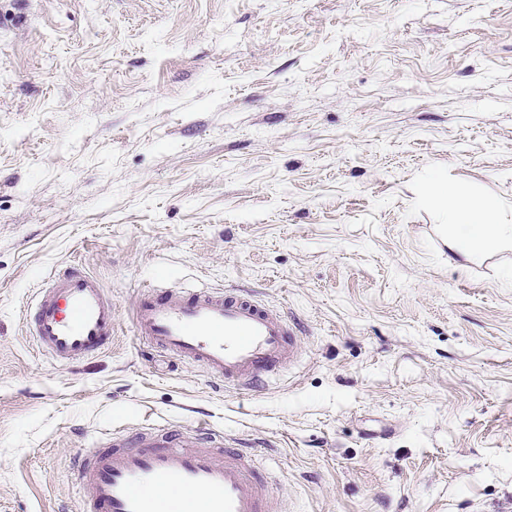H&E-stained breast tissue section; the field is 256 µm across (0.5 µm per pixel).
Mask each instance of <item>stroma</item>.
Wrapping results in <instances>:
<instances>
[{
	"instance_id": "obj_1",
	"label": "stroma",
	"mask_w": 512,
	"mask_h": 512,
	"mask_svg": "<svg viewBox=\"0 0 512 512\" xmlns=\"http://www.w3.org/2000/svg\"><path fill=\"white\" fill-rule=\"evenodd\" d=\"M436 175L512 220V0H0V512H80L75 454L167 426L273 512H512V243L450 253ZM68 265L115 332L62 365L26 315ZM161 274L284 311L295 362L148 344Z\"/></svg>"
}]
</instances>
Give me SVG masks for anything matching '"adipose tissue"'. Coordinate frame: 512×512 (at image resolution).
Listing matches in <instances>:
<instances>
[{"label": "adipose tissue", "mask_w": 512, "mask_h": 512, "mask_svg": "<svg viewBox=\"0 0 512 512\" xmlns=\"http://www.w3.org/2000/svg\"><path fill=\"white\" fill-rule=\"evenodd\" d=\"M425 196L440 197L445 201L443 213L451 228L449 250L461 257H469L473 247L497 249L503 242H512V224L501 223L492 202L471 195L465 189H449L448 181L438 176L422 189Z\"/></svg>", "instance_id": "ef3b65f1"}]
</instances>
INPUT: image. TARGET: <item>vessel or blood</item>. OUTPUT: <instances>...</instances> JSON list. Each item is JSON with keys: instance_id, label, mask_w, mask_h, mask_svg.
<instances>
[{"instance_id": "1", "label": "vessel or blood", "mask_w": 512, "mask_h": 512, "mask_svg": "<svg viewBox=\"0 0 512 512\" xmlns=\"http://www.w3.org/2000/svg\"><path fill=\"white\" fill-rule=\"evenodd\" d=\"M133 318L151 345L227 382L256 385L297 357L287 315L236 291L155 285L141 293ZM28 328L45 355L71 364L111 342L112 304L96 278L70 266L39 291ZM73 466L82 512H270L250 451L215 431L118 432Z\"/></svg>"}]
</instances>
